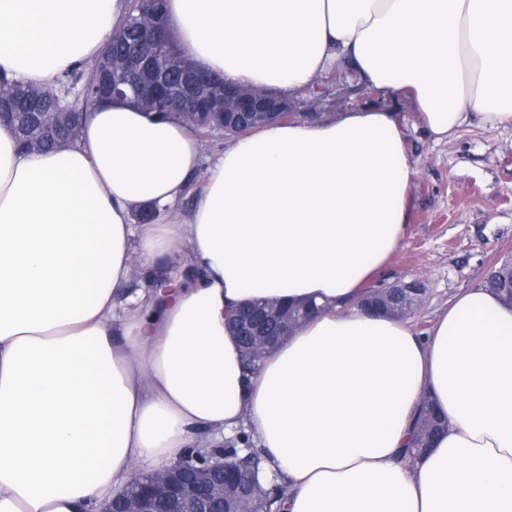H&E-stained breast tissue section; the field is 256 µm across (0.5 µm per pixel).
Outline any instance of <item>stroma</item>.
<instances>
[{
  "instance_id": "35a3bbf8",
  "label": "stroma",
  "mask_w": 512,
  "mask_h": 512,
  "mask_svg": "<svg viewBox=\"0 0 512 512\" xmlns=\"http://www.w3.org/2000/svg\"><path fill=\"white\" fill-rule=\"evenodd\" d=\"M351 106L389 110L406 124L417 170L409 224L383 276L370 286L422 279L426 294L412 322L425 334L457 294L482 285L512 258V126L491 129L476 118L451 141L437 142L417 121L411 101L366 86L350 105L327 98L318 115L334 116Z\"/></svg>"
}]
</instances>
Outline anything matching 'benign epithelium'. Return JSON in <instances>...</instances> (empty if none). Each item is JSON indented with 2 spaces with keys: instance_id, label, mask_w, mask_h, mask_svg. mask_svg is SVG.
Instances as JSON below:
<instances>
[{
  "instance_id": "obj_1",
  "label": "benign epithelium",
  "mask_w": 512,
  "mask_h": 512,
  "mask_svg": "<svg viewBox=\"0 0 512 512\" xmlns=\"http://www.w3.org/2000/svg\"><path fill=\"white\" fill-rule=\"evenodd\" d=\"M140 4L138 15L132 19L140 41L157 48L168 40L167 27L154 20L152 5L155 0H136ZM94 68L101 83L95 92L100 101L131 97L145 111L159 108L157 92L164 93L174 103L185 119L192 122L208 114L220 115L228 125L257 126L267 122L285 121L301 111L299 102L288 100L276 93L248 87L201 83L187 58L179 53L165 56L157 64L152 56L137 50L115 54L112 47L105 48L96 59ZM182 76L178 84L169 77ZM349 73L343 72L326 81L316 93H308L305 105L313 109L326 99V86L336 89V99H350L352 87ZM72 100L63 102L52 112L41 113L39 125L32 131L28 148H41L50 133L62 131L73 134L82 121V114L75 111L80 103L83 88L66 91ZM425 284L419 278L397 281L377 290L378 302L391 311L405 315L414 311L413 303L422 296ZM268 327L259 323H246L245 356L251 368L259 364L268 352L297 327L301 321L280 309L276 302L267 306ZM253 460L245 468L224 457V451L215 449L201 454L191 449L181 460L156 471L135 470L132 481L120 495L106 502L100 512H159L157 505H166L165 512H224L230 494H235L236 507L231 512H257L252 507L262 494Z\"/></svg>"
}]
</instances>
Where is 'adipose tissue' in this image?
Wrapping results in <instances>:
<instances>
[{"mask_svg":"<svg viewBox=\"0 0 512 512\" xmlns=\"http://www.w3.org/2000/svg\"><path fill=\"white\" fill-rule=\"evenodd\" d=\"M130 6L0 0V74L56 86ZM167 12L179 51L231 84L295 96L347 63L435 140L476 116L512 125V0ZM202 152L198 130L119 101L51 151L0 126V512H98L135 469L243 432L288 489L279 512H512V305L469 289L424 337L360 304L407 231L401 118L275 122ZM183 252L190 279L134 287V266ZM283 298L321 310L246 371L230 319ZM428 401L446 428L412 457Z\"/></svg>","mask_w":512,"mask_h":512,"instance_id":"ef3b65f1","label":"adipose tissue"}]
</instances>
